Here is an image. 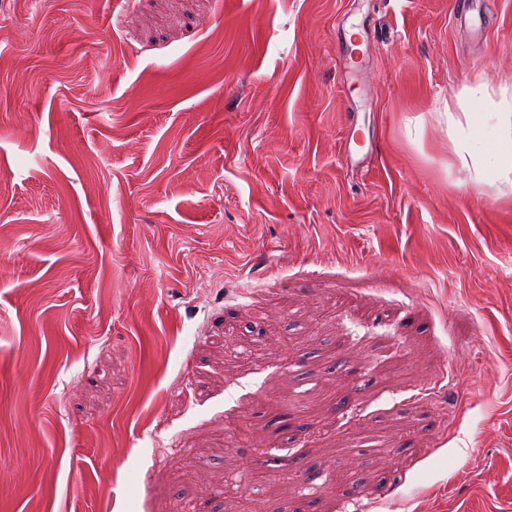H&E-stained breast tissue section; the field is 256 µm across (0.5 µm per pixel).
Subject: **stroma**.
Returning <instances> with one entry per match:
<instances>
[{
    "label": "stroma",
    "instance_id": "obj_1",
    "mask_svg": "<svg viewBox=\"0 0 512 512\" xmlns=\"http://www.w3.org/2000/svg\"><path fill=\"white\" fill-rule=\"evenodd\" d=\"M465 86L512 0H0V512H512Z\"/></svg>",
    "mask_w": 512,
    "mask_h": 512
}]
</instances>
